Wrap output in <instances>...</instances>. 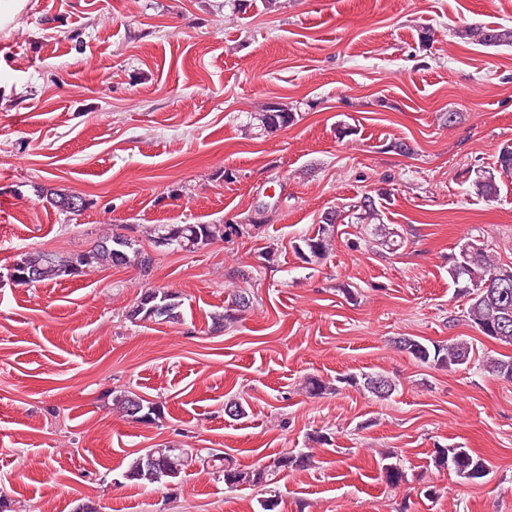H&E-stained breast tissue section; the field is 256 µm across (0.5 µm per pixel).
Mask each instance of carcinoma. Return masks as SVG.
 <instances>
[{
    "label": "carcinoma",
    "instance_id": "carcinoma-1",
    "mask_svg": "<svg viewBox=\"0 0 512 512\" xmlns=\"http://www.w3.org/2000/svg\"><path fill=\"white\" fill-rule=\"evenodd\" d=\"M455 35L464 40L475 41L485 47L512 45V28L489 26H465L455 31ZM296 121V112L285 103H270L261 112L247 117L244 130L253 138L266 137L278 130L292 125ZM512 178V143L503 145L498 153L496 165L475 171V177L469 181V193L486 201L494 200L501 191L502 178ZM45 195L50 205L61 211L74 213L86 208V200L79 196L59 191L38 190ZM357 219L371 223L378 219V209L374 197L365 194L353 205ZM338 211H328L321 218L317 231L304 235L296 245L297 252L305 262L321 259L333 249V227L340 221ZM151 241L161 246L164 239L172 242L167 247L192 252L224 237L222 224H154L150 231ZM152 258L136 247V241L124 234L115 233L98 241L87 252L60 256L46 251L21 253L13 261L12 269L28 275L22 281L24 285L60 281L71 276L74 268L85 272L100 266H126L136 264L146 270ZM448 275L459 291L469 300L465 318L485 336L501 343L512 345V265H501L491 259L483 246L467 242L461 246L459 254L453 258ZM504 278L506 288H487L490 278ZM181 300L179 295L164 288H148L136 305L129 310L130 320L179 318ZM395 346L411 358L435 368L455 370L470 363L472 346L465 339L448 344L424 343L413 336H400L394 340ZM485 371L493 376L512 381V358L503 360L488 358L484 361ZM358 387L382 400L390 398L397 384L389 376L376 373L361 375L349 374L336 379V383ZM305 390L312 397H321L339 390L335 383L326 382L317 376L305 379ZM117 402L126 416L141 423L155 421L161 413L160 406L146 403L137 395H123ZM380 473L382 480L394 487L404 479L400 460L395 454H383ZM201 464L214 473L224 476V485L230 489L240 486L269 487L280 482V477L288 471L305 468L313 463V455L308 452L293 454L285 452L267 464L243 468L224 453L210 448L206 454L193 448H148L133 458L125 471V478L143 484L160 483L167 479H176ZM438 469H446L455 474L463 473V478L477 482L484 478L487 467L484 460L461 446L439 448L434 456Z\"/></svg>",
    "mask_w": 512,
    "mask_h": 512
}]
</instances>
